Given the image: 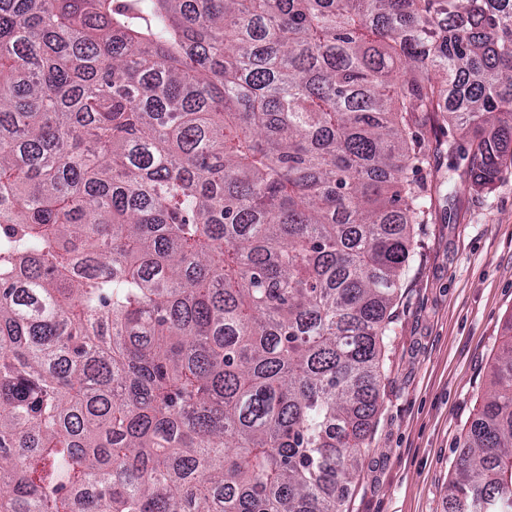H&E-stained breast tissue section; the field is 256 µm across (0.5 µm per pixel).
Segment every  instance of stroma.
<instances>
[{
	"label": "stroma",
	"mask_w": 512,
	"mask_h": 512,
	"mask_svg": "<svg viewBox=\"0 0 512 512\" xmlns=\"http://www.w3.org/2000/svg\"><path fill=\"white\" fill-rule=\"evenodd\" d=\"M466 167L462 154L442 153L415 177L460 179ZM413 247L347 512H445L455 460L512 318V168L489 191L460 179L455 201L437 198L427 222L414 225Z\"/></svg>",
	"instance_id": "35a3bbf8"
}]
</instances>
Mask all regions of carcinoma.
<instances>
[{
    "instance_id": "carcinoma-1",
    "label": "carcinoma",
    "mask_w": 512,
    "mask_h": 512,
    "mask_svg": "<svg viewBox=\"0 0 512 512\" xmlns=\"http://www.w3.org/2000/svg\"><path fill=\"white\" fill-rule=\"evenodd\" d=\"M440 122L492 189L512 0H0V512H344Z\"/></svg>"
}]
</instances>
